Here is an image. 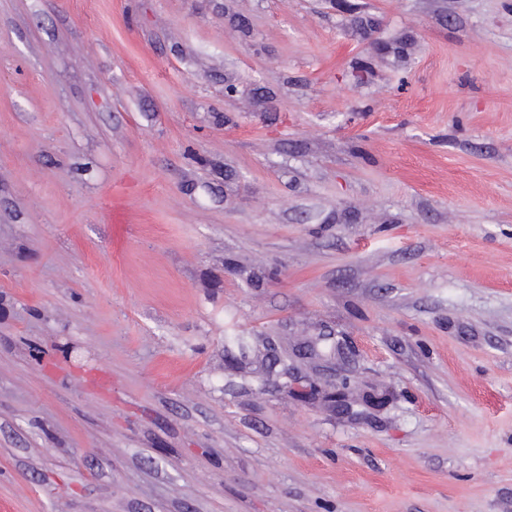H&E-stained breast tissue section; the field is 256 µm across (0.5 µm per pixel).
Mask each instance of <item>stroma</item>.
<instances>
[{
  "instance_id": "obj_1",
  "label": "stroma",
  "mask_w": 512,
  "mask_h": 512,
  "mask_svg": "<svg viewBox=\"0 0 512 512\" xmlns=\"http://www.w3.org/2000/svg\"><path fill=\"white\" fill-rule=\"evenodd\" d=\"M0 507L512 512V0H0Z\"/></svg>"
}]
</instances>
